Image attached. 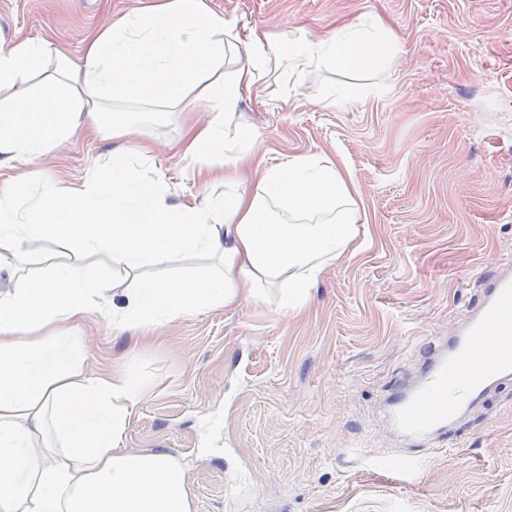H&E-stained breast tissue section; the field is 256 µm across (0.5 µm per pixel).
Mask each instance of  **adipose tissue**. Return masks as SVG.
I'll return each instance as SVG.
<instances>
[{"label":"adipose tissue","mask_w":512,"mask_h":512,"mask_svg":"<svg viewBox=\"0 0 512 512\" xmlns=\"http://www.w3.org/2000/svg\"><path fill=\"white\" fill-rule=\"evenodd\" d=\"M375 46L392 51L376 19L316 42L276 43L257 26L211 11L205 0H150L134 16L91 31L79 60L59 54L46 37L0 50V88L13 91L0 105V170L7 173L0 182V271L49 236L81 256L0 295V512H194L175 456L122 446L150 379L131 369L84 377L85 352L72 328L94 308L122 333L199 309L264 302L272 288L279 309H304L325 268L365 242L352 179L314 156L262 166L257 136L238 130L234 112L272 64L300 71L338 60L359 67ZM230 54L238 66L226 80ZM48 57L57 73L48 91L31 93L29 75ZM190 96L213 116L203 125L186 121L170 151L186 161L224 157L223 198L166 206L161 180L139 174L153 161L147 141L135 153L93 162L80 182H34L36 167L72 129L92 139L123 138L146 120V113L129 112L106 123L113 102L177 105ZM95 254L137 279L125 304L104 299L103 283L84 263ZM183 255L212 257L217 265L204 279H141L145 265L166 266ZM47 327L53 335L39 337Z\"/></svg>","instance_id":"adipose-tissue-1"}]
</instances>
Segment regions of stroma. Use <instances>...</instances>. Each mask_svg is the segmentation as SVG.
Masks as SVG:
<instances>
[{"mask_svg":"<svg viewBox=\"0 0 512 512\" xmlns=\"http://www.w3.org/2000/svg\"><path fill=\"white\" fill-rule=\"evenodd\" d=\"M146 2L0 0V49L48 34L76 60L89 31ZM205 2L274 39L386 25L397 51L384 65L278 69L234 115L263 165L314 154L349 172L370 241L328 266L299 312L245 302L120 341L90 312L77 330L87 374L130 367L152 382L124 448L182 459L195 512H512V386L465 419L457 446L419 453L409 482L388 469L400 448L377 417L430 336L476 302V276L512 253V0ZM179 134L173 112L118 141L75 135L43 172L81 181L92 160L145 136L144 174L161 178L166 203L201 206L224 193L213 176L224 160L171 157ZM72 260L37 241L14 276L0 273V294Z\"/></svg>","mask_w":512,"mask_h":512,"instance_id":"stroma-1","label":"stroma"}]
</instances>
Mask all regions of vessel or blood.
I'll use <instances>...</instances> for the list:
<instances>
[{
    "mask_svg": "<svg viewBox=\"0 0 512 512\" xmlns=\"http://www.w3.org/2000/svg\"><path fill=\"white\" fill-rule=\"evenodd\" d=\"M477 302L448 335L424 349L416 376L396 383L380 402L386 431L405 447L395 472L412 469V449L446 445L472 411L512 383V256L476 279Z\"/></svg>",
    "mask_w": 512,
    "mask_h": 512,
    "instance_id": "vessel-or-blood-1",
    "label": "vessel or blood"
}]
</instances>
